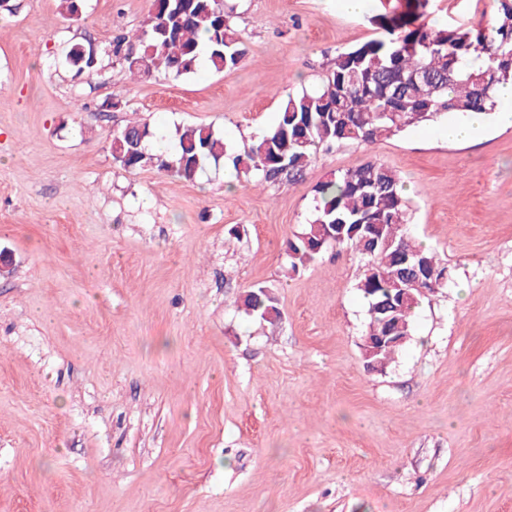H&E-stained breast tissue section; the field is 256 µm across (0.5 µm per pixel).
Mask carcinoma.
<instances>
[{"mask_svg": "<svg viewBox=\"0 0 512 512\" xmlns=\"http://www.w3.org/2000/svg\"><path fill=\"white\" fill-rule=\"evenodd\" d=\"M135 34H120L97 51L98 61L114 59L131 74L160 69L176 76L205 67L221 73L239 65L245 48L233 26L231 0H160ZM430 0H404L401 8L371 17L377 37L336 55L314 90L288 95L276 123L252 146L234 152L206 125L176 129L178 148L152 154L156 133L129 120L113 131L112 159L127 169L156 164L193 181L209 165L232 164L261 183H291L302 176L321 149L343 143L373 146L409 127L447 114H490L495 92L512 82V0H495L493 25L447 26L429 30L424 17ZM92 47L70 45L64 63L76 74H92L83 55ZM316 205L301 232L286 243L288 267L295 272L329 249L346 247L364 265L356 288L367 301L366 336H409L422 299L448 287V266L437 253L415 245L405 226L409 202L398 175L376 161L333 175L320 183ZM336 225V243L326 241ZM426 270L417 288L396 309L383 313L395 289L407 287L405 257ZM238 308L262 321L280 318L276 298L263 286L243 293Z\"/></svg>", "mask_w": 512, "mask_h": 512, "instance_id": "cac0c4a2", "label": "carcinoma"}]
</instances>
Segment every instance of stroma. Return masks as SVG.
<instances>
[{"label":"stroma","instance_id":"1","mask_svg":"<svg viewBox=\"0 0 512 512\" xmlns=\"http://www.w3.org/2000/svg\"><path fill=\"white\" fill-rule=\"evenodd\" d=\"M232 2L241 64L179 78L62 61L142 27L153 0L0 11V512H512V125L343 144L290 184L120 167L112 132L134 117L247 150L384 9ZM494 17L493 0H430L426 22ZM371 159L401 176L407 230L449 272L379 372L361 351L360 256L330 249L294 273L284 254L317 185ZM257 286L275 323L237 308Z\"/></svg>","mask_w":512,"mask_h":512}]
</instances>
